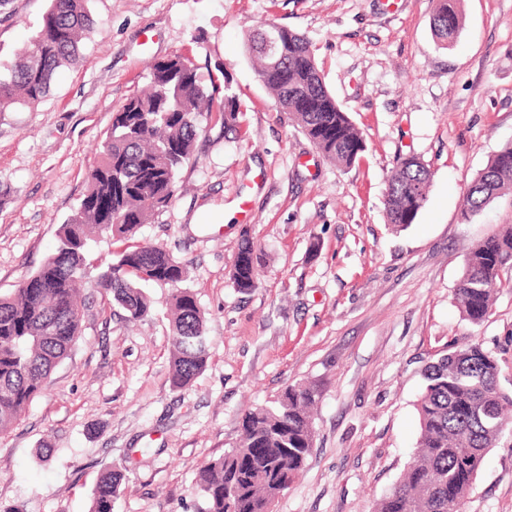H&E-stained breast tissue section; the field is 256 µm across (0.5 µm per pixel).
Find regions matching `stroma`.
<instances>
[{"label":"stroma","instance_id":"obj_1","mask_svg":"<svg viewBox=\"0 0 512 512\" xmlns=\"http://www.w3.org/2000/svg\"><path fill=\"white\" fill-rule=\"evenodd\" d=\"M49 0L0 9V64L35 36ZM435 0H90L94 30L78 64L38 104L0 114V294L55 250L99 160L104 132L147 82L149 63L182 55L236 102L235 132L201 133L169 207L136 239L189 264L208 319L209 361L170 385L169 290L145 286L129 323L81 290V335L44 393L0 435V505L89 512L100 473L125 468L115 512H195L205 463L239 439L245 410L316 382L314 444L274 512H372L407 466L415 402L435 354L477 341L512 358V286L472 325L455 300L469 249L512 224V196L463 222L464 197L512 142V0H460L465 23L442 46ZM275 21L303 34L367 149L325 160L259 81L248 33ZM431 173L427 201L400 233L387 224L399 157ZM264 259L239 292L242 233ZM460 512H512V432L490 449Z\"/></svg>","mask_w":512,"mask_h":512}]
</instances>
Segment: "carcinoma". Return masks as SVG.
Returning <instances> with one entry per match:
<instances>
[{
	"label": "carcinoma",
	"mask_w": 512,
	"mask_h": 512,
	"mask_svg": "<svg viewBox=\"0 0 512 512\" xmlns=\"http://www.w3.org/2000/svg\"><path fill=\"white\" fill-rule=\"evenodd\" d=\"M459 0H435L431 26L446 46L463 26ZM89 0H50L30 46L0 72V113L34 105L49 92L57 71L79 58L93 28ZM264 23L248 35L246 51L256 73L294 126L330 163L348 170L366 150L348 113L328 90L310 43L280 24L279 52L264 53ZM221 87L202 84L197 67L173 56L150 66L146 90L113 113L100 147V161L68 223L60 226L56 251L24 278L11 296L0 295V432L7 431L46 388L80 333L78 297L90 270L93 287L112 299L128 320L152 312L142 291L148 282L170 288L172 331L170 384L190 386L208 364L205 313L190 288L187 264L162 246L131 242L139 228L168 207L179 169L188 161L201 122L236 120L233 98L224 111L215 101ZM430 170L415 155L398 158L385 195L387 223L394 232L413 224L427 200ZM512 194V143L478 173L466 195L462 219L478 215L495 199ZM96 237L125 242L107 261L95 256ZM262 254L242 235L231 277L241 292L257 287ZM512 271V224L478 241L468 252L455 289L463 317L473 325L492 312L504 274ZM509 360L480 342L439 356L423 372L416 403L419 438L411 462L372 512H459L471 494L489 449L512 423V391L500 378ZM321 391L313 382L287 386L270 404L242 417L240 439L224 456L202 466L197 485L204 506L197 512H272L279 496L303 470L314 444L311 413ZM125 474L111 467L97 479L89 512H114Z\"/></svg>",
	"instance_id": "cac0c4a2"
}]
</instances>
